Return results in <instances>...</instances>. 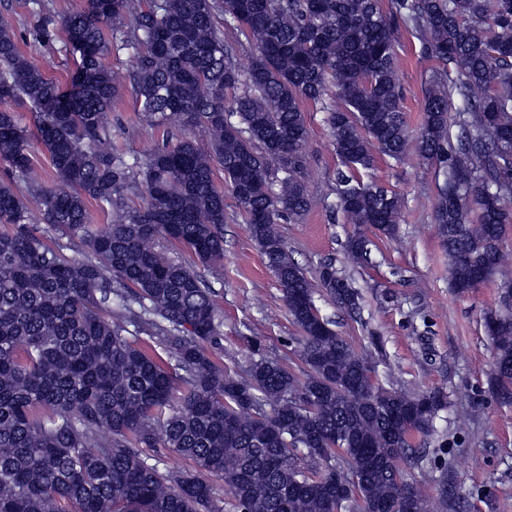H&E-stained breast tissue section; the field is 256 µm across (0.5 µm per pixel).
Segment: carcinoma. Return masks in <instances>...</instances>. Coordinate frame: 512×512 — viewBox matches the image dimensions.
Returning <instances> with one entry per match:
<instances>
[{
	"label": "carcinoma",
	"mask_w": 512,
	"mask_h": 512,
	"mask_svg": "<svg viewBox=\"0 0 512 512\" xmlns=\"http://www.w3.org/2000/svg\"><path fill=\"white\" fill-rule=\"evenodd\" d=\"M35 2L36 42L64 33L70 82L19 50L0 14V100L33 109L34 131L0 110V512H448L399 462L446 406L440 392L382 384L317 307L316 287L359 310L331 264L319 284L276 228L313 205L304 181L309 136L302 103L322 106L343 168L331 210L357 226L345 259L363 263L367 232L394 238L399 194L361 172L410 147L446 174L434 220L463 295L509 266L512 223V0H83L62 18ZM252 49L242 69L219 20ZM411 28L442 67L411 139L396 69V34ZM135 49V101L149 123L180 136L142 156L112 148L117 86L112 47ZM454 118H449L453 103ZM458 132L449 134L450 126ZM202 128L203 150L189 136ZM52 173L34 160L31 140ZM224 171L301 336L305 377L254 345L239 380L207 351L222 335L215 292L168 258L184 246L209 267L224 258ZM24 184L25 193L18 191ZM143 191L139 208L128 195ZM107 215L89 223V205ZM39 210L63 242L28 226ZM74 250L76 257L64 254ZM484 323L499 397L512 402V283ZM270 412H265V409ZM164 448L195 464L148 463ZM359 484L340 492L344 477Z\"/></svg>",
	"instance_id": "cac0c4a2"
}]
</instances>
